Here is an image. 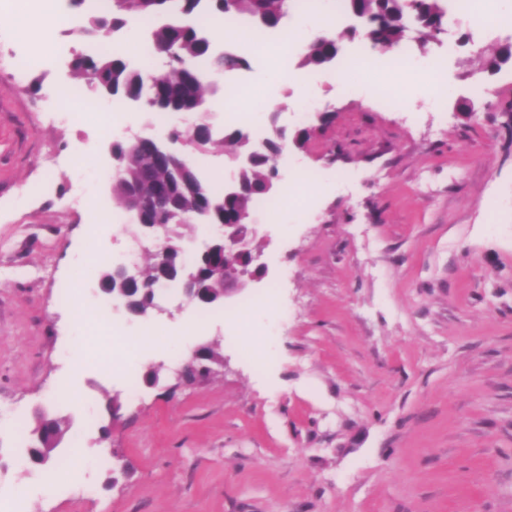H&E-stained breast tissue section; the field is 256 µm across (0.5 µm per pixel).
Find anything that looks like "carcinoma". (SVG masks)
I'll list each match as a JSON object with an SVG mask.
<instances>
[{
    "mask_svg": "<svg viewBox=\"0 0 512 512\" xmlns=\"http://www.w3.org/2000/svg\"><path fill=\"white\" fill-rule=\"evenodd\" d=\"M111 9L107 16H86L83 32L91 34L100 30L117 33L131 20L145 23L152 44L170 51L168 68L149 74L129 66L123 54L106 52L82 56L75 60L72 73L79 85L101 91L112 99L128 100L138 95L151 113L169 112L185 108L191 112L206 113V95L210 84L205 77L215 76L249 67L247 55L226 50L215 54L211 50L206 27L197 23L201 14L217 22L226 16H235L248 25L260 29L279 30L291 15L294 0H109ZM348 13L359 12L373 35L372 47H396L402 41L407 23L413 22L423 34L421 42L436 38L446 32L448 22L447 0H412L406 11H401L398 0H343ZM512 60V43L500 47L487 61L495 72L500 65ZM340 62V47L336 40L326 38L316 50L305 48L300 54L299 66L306 69H323ZM189 145L197 150L209 147L238 152L248 149L249 141L240 128L224 130V137H194L186 133ZM282 143L272 140L271 152L260 155L239 174V179L256 189L248 198L247 210L255 203L269 198L272 192L266 185L277 181L279 171L274 164V154ZM118 164L112 175V197L123 205L130 203L132 192L143 196L170 198L176 209L169 215L167 229L172 236H181V211L199 205L200 195L223 203L222 210L214 216L215 224H231L238 219L237 200L224 197V187L205 181L194 165L188 166L183 182L168 183V173L158 168L146 149L133 150L123 142H116Z\"/></svg>",
    "mask_w": 512,
    "mask_h": 512,
    "instance_id": "1",
    "label": "carcinoma"
}]
</instances>
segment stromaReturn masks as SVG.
<instances>
[{"instance_id": "1", "label": "stroma", "mask_w": 512, "mask_h": 512, "mask_svg": "<svg viewBox=\"0 0 512 512\" xmlns=\"http://www.w3.org/2000/svg\"><path fill=\"white\" fill-rule=\"evenodd\" d=\"M53 36L55 55L20 78L25 46L0 27V407L24 412L19 431L0 434V493L28 486L25 512H512V63L486 69L512 32L477 34L448 11L438 51L455 90L480 105L470 118L430 107L427 79L412 74L400 79L405 102L387 108L380 90L345 95L335 69L316 71L329 119L290 151L321 175L300 192L313 210L253 209L251 248L270 273L229 306L274 285L281 310L232 333L225 309L166 288L150 348L83 336L76 322L91 312L60 299L91 243L141 261L146 251L107 180L89 179L91 202L70 203L72 169L97 163L104 136L98 119L54 124L45 109L75 114L103 98H64L70 60L92 41ZM249 59L235 75L243 90L297 127L296 89L267 79L294 61L267 47ZM97 202L118 223L92 222ZM80 341L114 361L73 383L89 421L56 394L60 354ZM206 343L220 355L212 373L178 382L173 354ZM153 368L158 386L128 387L124 370ZM39 406L73 420L57 456L75 438L96 443L84 501L30 483L44 474L26 453ZM118 455L125 475L97 463Z\"/></svg>"}]
</instances>
